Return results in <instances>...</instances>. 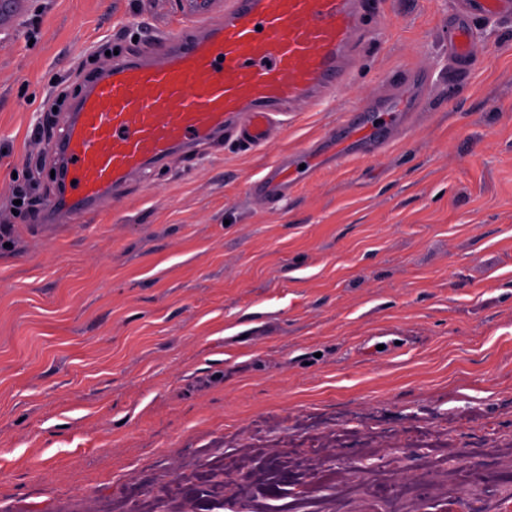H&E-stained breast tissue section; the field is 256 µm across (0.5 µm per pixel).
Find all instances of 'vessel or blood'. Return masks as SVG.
<instances>
[{
    "label": "vessel or blood",
    "mask_w": 512,
    "mask_h": 512,
    "mask_svg": "<svg viewBox=\"0 0 512 512\" xmlns=\"http://www.w3.org/2000/svg\"><path fill=\"white\" fill-rule=\"evenodd\" d=\"M29 0H0V33L14 31ZM224 17L212 22L216 6ZM186 36L163 37L136 55L117 57L88 83L55 152L79 206L55 204L60 223L84 216L126 181L177 151L197 152L227 139L256 148L288 112L337 102L353 61L370 37L361 0H180ZM512 16V0H455L448 50L459 66L472 60V14ZM428 72L414 71L391 91L358 102L316 142L270 162L247 186L270 203L307 179L322 155L342 162L376 157L409 127L424 105Z\"/></svg>",
    "instance_id": "obj_1"
}]
</instances>
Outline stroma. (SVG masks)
<instances>
[{
  "instance_id": "35a3bbf8",
  "label": "stroma",
  "mask_w": 512,
  "mask_h": 512,
  "mask_svg": "<svg viewBox=\"0 0 512 512\" xmlns=\"http://www.w3.org/2000/svg\"><path fill=\"white\" fill-rule=\"evenodd\" d=\"M369 0L358 95L428 69L382 157L246 186L335 122L205 146L45 232L59 83L177 0H30L0 34V512H502L512 501V16ZM26 185L31 214L12 213ZM473 13L484 16H512L511 0H456L448 22V50L460 67L472 61L471 45L473 36L466 18Z\"/></svg>"
}]
</instances>
